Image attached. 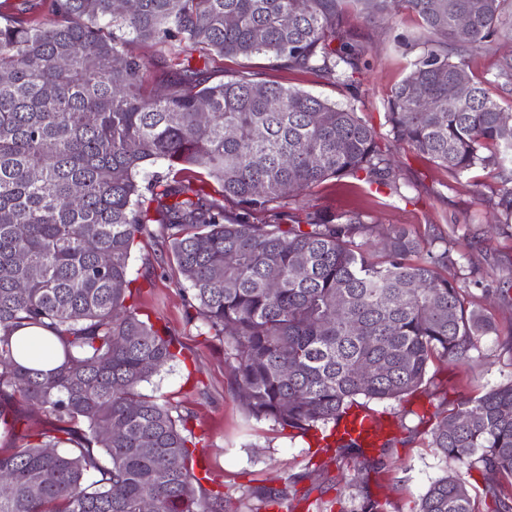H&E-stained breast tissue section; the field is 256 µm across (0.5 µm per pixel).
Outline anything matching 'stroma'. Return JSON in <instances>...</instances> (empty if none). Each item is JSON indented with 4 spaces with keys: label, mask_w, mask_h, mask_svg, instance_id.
Listing matches in <instances>:
<instances>
[{
    "label": "stroma",
    "mask_w": 512,
    "mask_h": 512,
    "mask_svg": "<svg viewBox=\"0 0 512 512\" xmlns=\"http://www.w3.org/2000/svg\"><path fill=\"white\" fill-rule=\"evenodd\" d=\"M343 20L367 48V69L354 87L334 78L280 67L265 56L249 59L217 57L210 64L213 81L227 79L241 70L257 73L259 80L299 89L341 107L354 109L371 124L380 146L398 167L400 193L351 178L328 179L303 191L291 192L259 222L277 223L280 216L305 218L322 212L359 211L369 226L368 238L380 241L395 226L411 229L424 240L447 241L458 264L450 271L467 301L491 314L497 331L479 337L466 363L435 359L429 366L431 384L411 402L369 403V410L392 425L397 442L388 452V471L382 495L389 512H413L429 485L443 475L447 464L429 445L430 416L438 408L458 403L512 383V226L490 228L488 200L498 183L483 171L473 174L482 183L481 193L449 180L445 171L408 144L395 141L384 112L392 88L409 72L418 49L408 41L419 22L408 10L392 19H365L353 5H346ZM164 250L160 237L144 238L133 252L129 271L137 290L133 302L151 318L160 319L182 344L185 362L165 367L148 382L143 393L159 397L191 414L197 452L220 485L233 512H256L255 488L285 487L298 478L299 491L317 486L333 512H351L354 490L345 479L352 476L350 458L314 453L308 439L291 436L269 420L247 417L226 362L229 346L212 336L201 322H188L178 276L160 264Z\"/></svg>",
    "instance_id": "1"
}]
</instances>
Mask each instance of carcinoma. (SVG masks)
Masks as SVG:
<instances>
[{
    "label": "carcinoma",
    "instance_id": "1",
    "mask_svg": "<svg viewBox=\"0 0 512 512\" xmlns=\"http://www.w3.org/2000/svg\"><path fill=\"white\" fill-rule=\"evenodd\" d=\"M344 2L138 0L127 12L116 0H49L48 19L0 24V436L12 445L0 454L11 484L0 512H142L147 501L153 512H229L214 479L194 471L191 415L139 391L185 357L166 325L128 303L131 254L152 224L189 282V321L230 340L247 414L350 457L351 512H388L369 474L385 472L394 438L364 448L335 439L336 428L360 398L421 389L434 358L469 361L495 322L466 306L448 247L404 226L377 256L360 212L256 223L289 187L345 177L400 186L353 109L247 71L209 76L215 56L266 55L353 85L366 49L342 23ZM351 2L370 17L402 7L418 17L421 52L391 90L385 123L457 184L495 172L499 223L511 224L512 126L489 87L512 86V58L491 79L467 64L512 36L507 0ZM134 42L157 47L170 68L165 94L146 91ZM451 82L466 86L465 100L448 99ZM158 164L166 171L148 172ZM205 177L237 211L204 192ZM29 325L48 335L14 337ZM34 343L53 368L18 362ZM20 404L45 414L40 430L21 428ZM434 417L430 446L451 467L417 512H476L459 465L497 474L484 502L512 512V384ZM290 495L262 489L257 499L280 507Z\"/></svg>",
    "mask_w": 512,
    "mask_h": 512
}]
</instances>
